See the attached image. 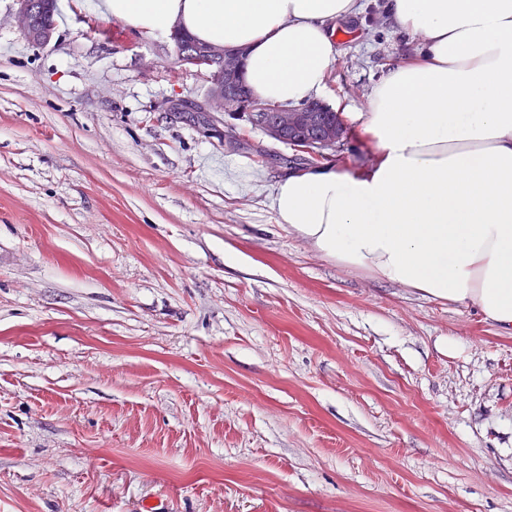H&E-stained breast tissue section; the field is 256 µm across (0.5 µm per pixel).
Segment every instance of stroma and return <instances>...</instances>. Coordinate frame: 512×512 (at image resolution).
I'll return each instance as SVG.
<instances>
[{
	"label": "stroma",
	"mask_w": 512,
	"mask_h": 512,
	"mask_svg": "<svg viewBox=\"0 0 512 512\" xmlns=\"http://www.w3.org/2000/svg\"><path fill=\"white\" fill-rule=\"evenodd\" d=\"M66 2L36 48L0 0V512H512V334L288 233L293 148L168 111L208 88L173 41ZM383 4L345 111L412 48Z\"/></svg>",
	"instance_id": "obj_1"
}]
</instances>
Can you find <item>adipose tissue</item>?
<instances>
[{
	"instance_id": "1",
	"label": "adipose tissue",
	"mask_w": 512,
	"mask_h": 512,
	"mask_svg": "<svg viewBox=\"0 0 512 512\" xmlns=\"http://www.w3.org/2000/svg\"><path fill=\"white\" fill-rule=\"evenodd\" d=\"M154 36L173 25L246 51L263 101L321 98L334 35L360 0H86ZM417 41L350 120L373 148L350 170L324 162L278 179L277 224L338 266L451 305L512 332V0H388Z\"/></svg>"
}]
</instances>
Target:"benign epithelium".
<instances>
[{
	"instance_id": "7a95c632",
	"label": "benign epithelium",
	"mask_w": 512,
	"mask_h": 512,
	"mask_svg": "<svg viewBox=\"0 0 512 512\" xmlns=\"http://www.w3.org/2000/svg\"><path fill=\"white\" fill-rule=\"evenodd\" d=\"M52 13L38 9L37 0H14L12 19L18 31L35 46H45L53 38ZM171 39L177 52V63L207 76L209 88L203 102L191 99L170 101L171 112H204L207 129L226 124L225 117H246L260 126L271 139L288 144H304L306 150L320 156V151L336 145L337 124L325 120L329 108L305 105L296 108H269L246 93L241 71L243 53L221 45L185 43L182 33L173 30Z\"/></svg>"
}]
</instances>
